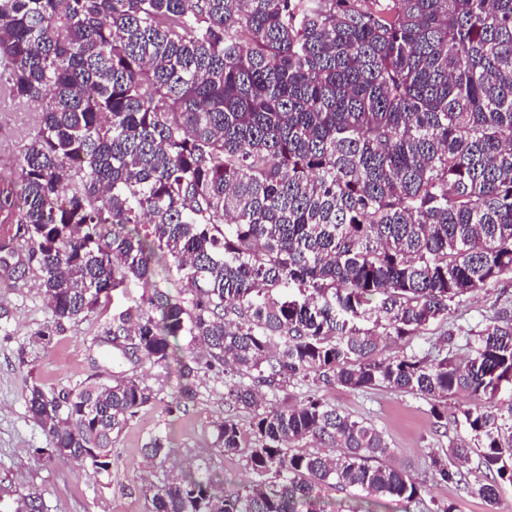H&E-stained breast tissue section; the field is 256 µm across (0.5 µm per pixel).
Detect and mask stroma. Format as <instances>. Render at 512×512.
Returning <instances> with one entry per match:
<instances>
[{
  "label": "stroma",
  "mask_w": 512,
  "mask_h": 512,
  "mask_svg": "<svg viewBox=\"0 0 512 512\" xmlns=\"http://www.w3.org/2000/svg\"><path fill=\"white\" fill-rule=\"evenodd\" d=\"M34 120L30 109L0 99V165L16 163L20 138ZM507 296L512 297V274L464 296L447 320L433 322L411 342L390 343L385 353L396 356L430 348L446 329L453 330L458 345H465L470 330L482 328ZM102 322V316L89 315L65 324L52 342H43L37 333L52 326L53 317L35 278L19 286L0 277V512H14L18 501L33 490L41 495V512H150V486L184 471L215 477L227 490L254 482L256 475L245 456L224 453L216 444L217 422L231 416L246 429L252 419L248 412L229 407V378L202 369L193 381H186L184 372L194 366L195 355L184 348L160 367L107 356L96 340ZM129 372L144 378L156 398L113 438L109 472L48 459L49 438L25 402L30 382L58 391L82 382H110ZM322 394L329 404L381 431L391 448L385 465L425 486L422 502L381 501L371 505L370 512H432L439 501L454 503L456 512H489L481 498L433 479L431 457L446 455L450 442L467 433L453 423L435 427L424 398L386 387L351 391L336 386L324 388ZM156 435L165 439L170 452L154 458L146 449Z\"/></svg>",
  "instance_id": "stroma-1"
}]
</instances>
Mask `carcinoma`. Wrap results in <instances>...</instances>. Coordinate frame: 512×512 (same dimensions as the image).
<instances>
[{"instance_id": "cac0c4a2", "label": "carcinoma", "mask_w": 512, "mask_h": 512, "mask_svg": "<svg viewBox=\"0 0 512 512\" xmlns=\"http://www.w3.org/2000/svg\"><path fill=\"white\" fill-rule=\"evenodd\" d=\"M0 95L41 107L0 167V272L36 263L55 322L37 336L149 284L102 342L153 365L198 349L252 414L217 442L260 481L175 478L150 488L153 512H324L318 486L420 496L378 463L371 423L316 394L263 405L294 379L419 395L437 425L465 392L471 441L432 471L491 505L512 487V308L462 359L448 330L382 356L512 274V0H0ZM157 265L175 279L152 281ZM152 401L136 375L26 395L48 459L97 473ZM473 456L485 484L459 468Z\"/></svg>"}]
</instances>
